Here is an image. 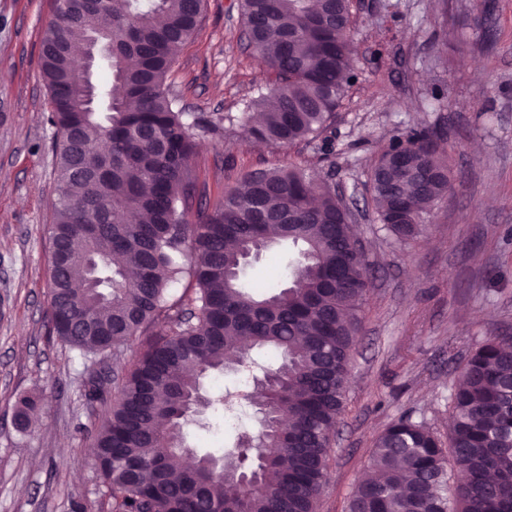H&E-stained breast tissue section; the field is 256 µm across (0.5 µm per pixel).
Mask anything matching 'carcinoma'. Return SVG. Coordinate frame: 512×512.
<instances>
[{"label": "carcinoma", "mask_w": 512, "mask_h": 512, "mask_svg": "<svg viewBox=\"0 0 512 512\" xmlns=\"http://www.w3.org/2000/svg\"><path fill=\"white\" fill-rule=\"evenodd\" d=\"M85 3L79 14L67 0L56 5L39 67L57 157L47 317L84 359L87 405L101 408L100 512H316L372 286L367 256L351 246L352 213L332 185L290 163L246 173L190 223L192 129L221 136L224 127L186 122L167 78L204 0ZM240 12L249 47L273 74L242 126L280 146L322 139L356 79L353 0H240ZM95 33L112 42L100 57L105 80L70 53ZM447 138L442 127L400 131L371 166L383 175L370 187L373 212L400 240L416 237L451 189L438 147ZM396 149L407 167L391 165ZM284 244L294 252L288 284L247 287L251 260ZM186 277L193 287L171 298ZM269 351L275 362L256 358ZM225 372L242 379L205 394L203 380ZM238 398L257 431L238 432L220 454L187 445L196 417L235 418ZM448 401L446 444L409 416L382 431L371 464L383 480L359 483L350 512H512V336L469 351ZM37 404L22 398L21 430ZM450 464L464 475L454 487Z\"/></svg>", "instance_id": "obj_1"}]
</instances>
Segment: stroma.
<instances>
[{"mask_svg": "<svg viewBox=\"0 0 512 512\" xmlns=\"http://www.w3.org/2000/svg\"><path fill=\"white\" fill-rule=\"evenodd\" d=\"M54 0H0V512H96L91 465L98 414L80 391L83 365L48 334L55 199L54 130L38 58ZM352 32L358 79L336 113L331 182L350 206L373 261V282L317 512H349L377 436L409 416L447 437L448 393L466 354L512 336V0H359ZM239 0H205L202 21L167 84L196 129L194 160L212 212L224 186L259 167L320 165L319 145L249 140L236 118L270 75L242 37ZM443 125L452 189L419 235L374 224L368 176L396 131ZM199 213L190 214L197 221ZM40 400L19 430L20 398ZM191 446H231L238 419L208 415Z\"/></svg>", "mask_w": 512, "mask_h": 512, "instance_id": "obj_1", "label": "stroma"}]
</instances>
